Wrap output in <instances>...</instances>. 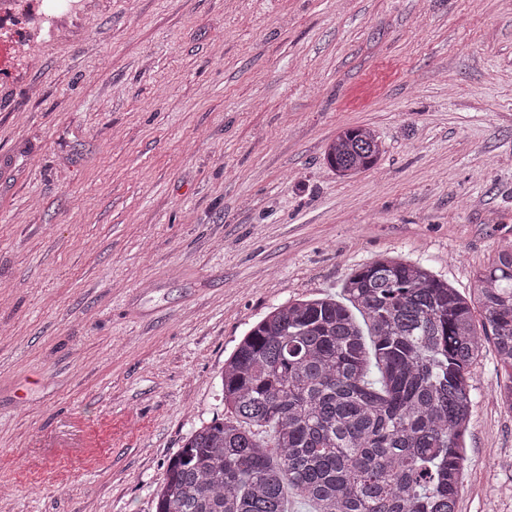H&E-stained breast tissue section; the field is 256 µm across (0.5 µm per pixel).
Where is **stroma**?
Returning a JSON list of instances; mask_svg holds the SVG:
<instances>
[{
    "mask_svg": "<svg viewBox=\"0 0 512 512\" xmlns=\"http://www.w3.org/2000/svg\"><path fill=\"white\" fill-rule=\"evenodd\" d=\"M77 2L0 81V512H155L273 307L386 255L466 295L512 244V0ZM501 378L457 512H512ZM381 154V142L369 128H347L329 145L326 160L339 176L346 177L374 168Z\"/></svg>",
    "mask_w": 512,
    "mask_h": 512,
    "instance_id": "1",
    "label": "stroma"
}]
</instances>
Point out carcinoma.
I'll list each match as a JSON object with an SVG mask.
<instances>
[{
  "mask_svg": "<svg viewBox=\"0 0 512 512\" xmlns=\"http://www.w3.org/2000/svg\"><path fill=\"white\" fill-rule=\"evenodd\" d=\"M380 154L371 129L347 128L326 160L346 177ZM489 340L512 411V244L467 296L382 256L349 274L341 300L273 308L224 361V416L168 461L155 512H288L287 488L313 512H457L470 369Z\"/></svg>",
  "mask_w": 512,
  "mask_h": 512,
  "instance_id": "obj_1",
  "label": "carcinoma"
}]
</instances>
